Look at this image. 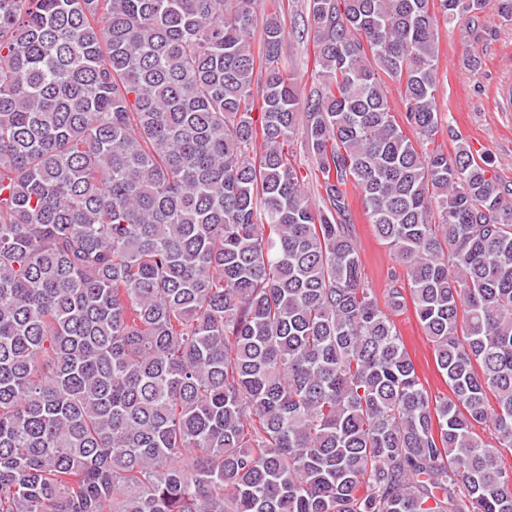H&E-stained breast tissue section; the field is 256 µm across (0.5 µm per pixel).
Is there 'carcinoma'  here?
Here are the masks:
<instances>
[{"instance_id": "cac0c4a2", "label": "carcinoma", "mask_w": 512, "mask_h": 512, "mask_svg": "<svg viewBox=\"0 0 512 512\" xmlns=\"http://www.w3.org/2000/svg\"><path fill=\"white\" fill-rule=\"evenodd\" d=\"M258 2L0 0V512H512V188L416 148L512 0H307L306 95ZM352 210L355 233L363 260L364 277L381 299L384 288H387V271L392 267L399 268V265L393 253L375 235L371 224L364 219L363 205L356 192L353 193ZM394 320L407 351L419 368L421 377L427 381L429 391L433 395L448 393V387L433 360L432 343L421 329L412 306L409 305L407 310L399 312L394 316Z\"/></svg>"}]
</instances>
